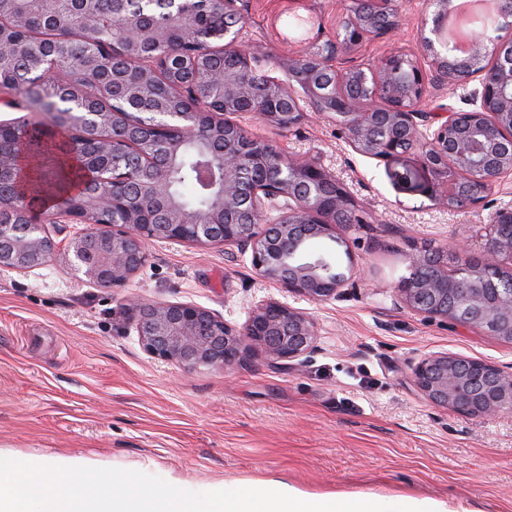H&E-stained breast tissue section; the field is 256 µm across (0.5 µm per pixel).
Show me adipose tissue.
<instances>
[{"label":"adipose tissue","mask_w":512,"mask_h":512,"mask_svg":"<svg viewBox=\"0 0 512 512\" xmlns=\"http://www.w3.org/2000/svg\"><path fill=\"white\" fill-rule=\"evenodd\" d=\"M125 473L80 456L0 457V512H473L462 500L386 498L374 493H316L280 480L235 483L198 496L181 481L136 495Z\"/></svg>","instance_id":"adipose-tissue-1"}]
</instances>
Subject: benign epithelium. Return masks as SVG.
I'll return each mask as SVG.
<instances>
[{
  "mask_svg": "<svg viewBox=\"0 0 512 512\" xmlns=\"http://www.w3.org/2000/svg\"><path fill=\"white\" fill-rule=\"evenodd\" d=\"M178 3L173 24L153 31V40L166 43L185 34L190 24L185 0ZM433 15L420 28V47L429 62L426 73L412 55L395 51L374 66L351 67L348 58L366 40L385 38L401 25L393 0H384L385 20L362 16L345 8L336 23V36L314 43L301 55L283 62L263 59L245 44L233 24L211 32L215 41L235 55L237 67L209 72L211 94L181 82V105L159 100L151 117L127 126L128 137L103 134L125 119L121 112H103L85 100L71 110H49L47 129L68 130L91 141V154L81 166L108 174L93 183L78 200L44 212L36 222L31 205L22 219L0 224V271L24 272L62 253L70 266L100 287L129 281L147 260L149 240L190 245L235 244L251 251L252 265L264 280L283 291L322 302L352 278L354 267L340 269L307 253L311 238L335 237L340 224L367 223L364 211L345 186L313 158L288 155L241 131L233 116L251 112L279 130H291L307 119V111L328 112L349 145L359 154L383 161L413 151L430 176L423 193L442 207L457 211L488 203L495 188L512 177V52L502 54L472 29L468 52L450 56L447 40L448 0H432ZM146 15L126 17L121 25L128 54L139 69L104 74L109 44L80 58L90 99L122 87L129 100L154 89L159 70H171L160 57L141 55ZM283 69L287 79L264 75V93L253 94V74L265 65ZM478 80L475 108L458 111L448 104L423 108L428 86L450 89ZM15 119H0V184L15 177L18 159L4 139L17 134ZM205 136L214 160L224 170L221 191L206 210L182 207L171 195L165 169L170 156L164 146L171 136L186 141ZM260 172L251 186L245 170ZM288 201L271 219L270 207ZM76 231L63 235L65 225ZM482 260L462 249L449 263L421 249L407 258V274L396 292L408 306L429 318H441L479 328L512 341V282L498 285L490 273L512 272V209L490 215L482 244ZM129 309L144 350L153 358L186 370L228 368L242 362L258 345L279 361L302 358L316 338L314 320L274 298L259 301L238 328L194 303L132 301ZM411 383L438 407L465 416L484 418L512 410V375L493 364L435 353L422 358L410 373Z\"/></svg>",
  "mask_w": 512,
  "mask_h": 512,
  "instance_id": "obj_1",
  "label": "benign epithelium"
}]
</instances>
